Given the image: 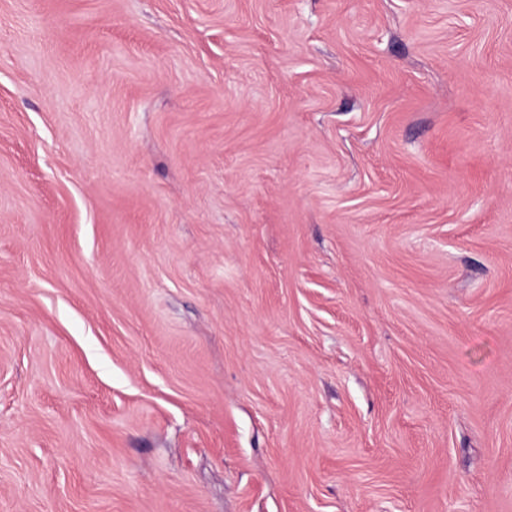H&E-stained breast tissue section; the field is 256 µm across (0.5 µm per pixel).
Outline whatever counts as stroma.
I'll use <instances>...</instances> for the list:
<instances>
[{
  "label": "stroma",
  "instance_id": "35a3bbf8",
  "mask_svg": "<svg viewBox=\"0 0 512 512\" xmlns=\"http://www.w3.org/2000/svg\"><path fill=\"white\" fill-rule=\"evenodd\" d=\"M0 512H512V0H0Z\"/></svg>",
  "mask_w": 512,
  "mask_h": 512
}]
</instances>
